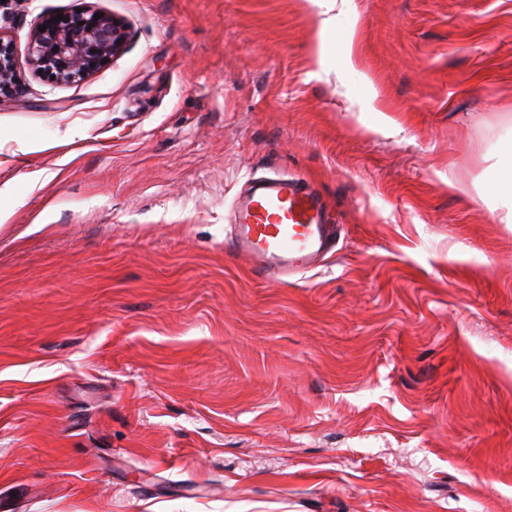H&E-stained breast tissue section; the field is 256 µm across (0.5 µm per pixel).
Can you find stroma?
I'll return each mask as SVG.
<instances>
[{"label": "stroma", "mask_w": 512, "mask_h": 512, "mask_svg": "<svg viewBox=\"0 0 512 512\" xmlns=\"http://www.w3.org/2000/svg\"><path fill=\"white\" fill-rule=\"evenodd\" d=\"M123 54L0 103V512H512V0H18ZM329 53H321V44ZM87 137L57 143L72 123ZM342 233L287 285L224 249L248 179ZM52 174L48 184L36 173ZM487 160L495 173L494 183L487 188L493 211L501 224H512V142L501 141L492 148Z\"/></svg>", "instance_id": "obj_1"}]
</instances>
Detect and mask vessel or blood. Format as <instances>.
Returning <instances> with one entry per match:
<instances>
[{"label":"vessel or blood","instance_id":"vessel-or-blood-1","mask_svg":"<svg viewBox=\"0 0 512 512\" xmlns=\"http://www.w3.org/2000/svg\"><path fill=\"white\" fill-rule=\"evenodd\" d=\"M225 247L259 277L276 282L313 268L340 233L309 180L275 173L251 180L231 212Z\"/></svg>","mask_w":512,"mask_h":512}]
</instances>
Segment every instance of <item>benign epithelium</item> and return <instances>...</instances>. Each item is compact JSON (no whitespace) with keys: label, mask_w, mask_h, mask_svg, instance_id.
I'll use <instances>...</instances> for the list:
<instances>
[{"label":"benign epithelium","mask_w":512,"mask_h":512,"mask_svg":"<svg viewBox=\"0 0 512 512\" xmlns=\"http://www.w3.org/2000/svg\"><path fill=\"white\" fill-rule=\"evenodd\" d=\"M96 11L39 17L30 32L25 58H20L11 38L0 31V102L19 97L16 76L22 65L43 78L56 83H75L92 75L124 52L130 39V28L123 20ZM45 31H39V28Z\"/></svg>","instance_id":"obj_1"}]
</instances>
